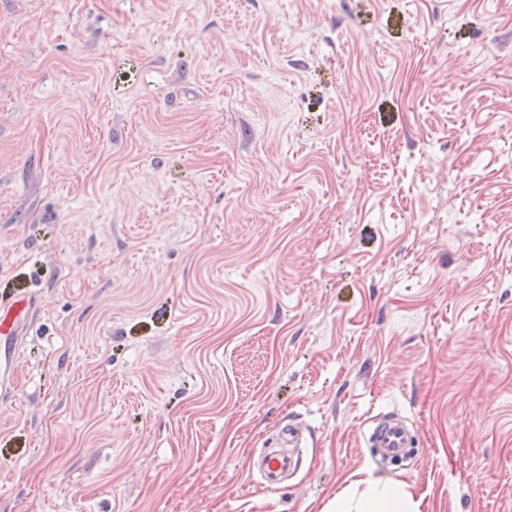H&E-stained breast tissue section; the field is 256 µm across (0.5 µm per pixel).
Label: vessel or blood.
<instances>
[{"instance_id":"obj_1","label":"vessel or blood","mask_w":512,"mask_h":512,"mask_svg":"<svg viewBox=\"0 0 512 512\" xmlns=\"http://www.w3.org/2000/svg\"><path fill=\"white\" fill-rule=\"evenodd\" d=\"M34 302L31 296L20 295L0 302V395H10L15 387L14 352L16 342L25 335L31 319ZM415 433L395 416L374 420L368 429V447L374 448L378 458L399 461L408 456ZM299 462L279 450L267 449L261 460V469L267 485H278L285 474L297 470Z\"/></svg>"}]
</instances>
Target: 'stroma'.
I'll return each instance as SVG.
<instances>
[{
  "instance_id": "obj_1",
  "label": "stroma",
  "mask_w": 512,
  "mask_h": 512,
  "mask_svg": "<svg viewBox=\"0 0 512 512\" xmlns=\"http://www.w3.org/2000/svg\"><path fill=\"white\" fill-rule=\"evenodd\" d=\"M21 288L0 512H512V0H0ZM414 430L396 416L375 419L368 428V448L384 461L403 460L413 448ZM299 467L298 459L285 455L276 448H267L261 460L263 478L268 486L279 485L285 474ZM368 489L357 500L347 496L336 497L334 512H416L417 508L406 495L400 483L367 481Z\"/></svg>"
}]
</instances>
